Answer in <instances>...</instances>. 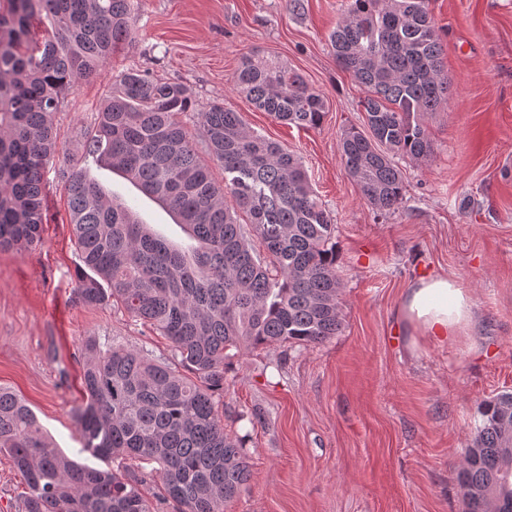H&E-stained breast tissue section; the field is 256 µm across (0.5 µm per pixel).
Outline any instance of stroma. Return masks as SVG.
Masks as SVG:
<instances>
[{"label": "stroma", "instance_id": "stroma-1", "mask_svg": "<svg viewBox=\"0 0 512 512\" xmlns=\"http://www.w3.org/2000/svg\"><path fill=\"white\" fill-rule=\"evenodd\" d=\"M347 0H141L136 37L100 76L81 82L54 116L60 156H81L113 77L127 69L192 87L200 105L223 103L300 157L336 224L342 327L310 345L232 352L224 432L241 440L251 479L223 512H464L457 472L485 400L512 391V0H430L453 83L428 119L432 154L402 157L403 200L377 213L346 176L338 152L362 126L363 86L343 71L329 34ZM288 64L324 95L318 128L281 123L234 90L244 55ZM90 173L124 198L156 235L195 240L168 212L109 170ZM41 241L0 251V386L25 399L56 447L83 452L82 344L112 340L155 361L173 347L127 313L87 308L74 292L80 263L65 184L49 170ZM422 275L463 284L471 329L448 344L410 347L403 297Z\"/></svg>", "mask_w": 512, "mask_h": 512}]
</instances>
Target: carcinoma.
<instances>
[{
    "instance_id": "cac0c4a2",
    "label": "carcinoma",
    "mask_w": 512,
    "mask_h": 512,
    "mask_svg": "<svg viewBox=\"0 0 512 512\" xmlns=\"http://www.w3.org/2000/svg\"><path fill=\"white\" fill-rule=\"evenodd\" d=\"M139 0H6L0 7V250L41 241L44 176L57 154L53 117L79 83L134 39ZM429 0H348L329 40L338 65L366 89L364 126L342 133L346 175L382 214L402 201L394 156L431 153L428 116L449 100L443 46ZM236 90L274 119L319 127L324 96L283 62L243 57ZM197 119L218 184L182 117ZM83 158L117 171L188 227L180 250L81 164L62 171L85 307L117 306L167 337L175 364L120 345L85 342L77 410L83 449L105 460L157 464L181 512H220L250 480L224 434L228 351L308 345L342 325L330 213L300 159L251 130L222 103L198 108L184 83L138 70L115 76L85 136ZM250 217L249 229L238 212ZM260 239L257 254L250 237ZM458 473L465 512H512V392L486 401ZM0 452L22 475L21 512H157L146 476L81 464L47 439L36 415L0 387Z\"/></svg>"
}]
</instances>
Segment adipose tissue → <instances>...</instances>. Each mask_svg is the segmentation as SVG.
Masks as SVG:
<instances>
[{
  "label": "adipose tissue",
  "instance_id": "obj_1",
  "mask_svg": "<svg viewBox=\"0 0 512 512\" xmlns=\"http://www.w3.org/2000/svg\"><path fill=\"white\" fill-rule=\"evenodd\" d=\"M401 317L420 336L443 343L470 326L473 300L457 281L442 276L422 277L408 288Z\"/></svg>",
  "mask_w": 512,
  "mask_h": 512
}]
</instances>
